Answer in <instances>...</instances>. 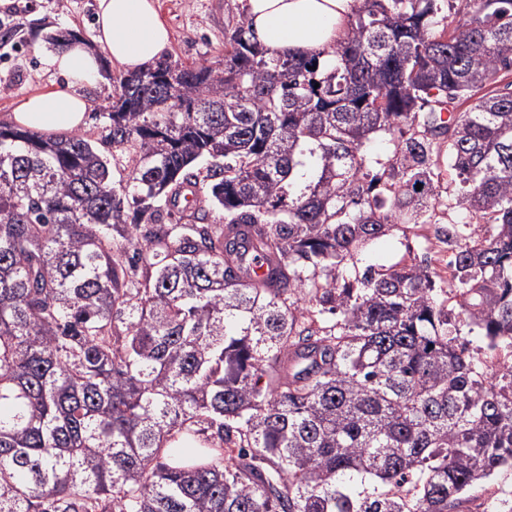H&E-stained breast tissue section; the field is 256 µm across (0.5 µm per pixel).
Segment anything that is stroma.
Segmentation results:
<instances>
[{
  "label": "stroma",
  "mask_w": 512,
  "mask_h": 512,
  "mask_svg": "<svg viewBox=\"0 0 512 512\" xmlns=\"http://www.w3.org/2000/svg\"><path fill=\"white\" fill-rule=\"evenodd\" d=\"M158 10L170 30L168 57L183 65L224 59V27L229 19L242 16L241 0H157ZM97 0H0V27L12 36L0 41V120H7L19 102L42 90L63 87L64 81L46 63L50 46L47 33L75 29L94 38ZM106 72L85 84L88 102L84 132L99 139L103 120L100 111L117 90L116 76L123 73L119 63L110 61ZM422 228L400 224L387 236L364 250V263L391 265L430 253L432 265L446 274L448 246L424 240Z\"/></svg>",
  "instance_id": "stroma-1"
}]
</instances>
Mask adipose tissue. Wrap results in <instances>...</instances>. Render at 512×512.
I'll return each mask as SVG.
<instances>
[{"label":"adipose tissue","mask_w":512,"mask_h":512,"mask_svg":"<svg viewBox=\"0 0 512 512\" xmlns=\"http://www.w3.org/2000/svg\"><path fill=\"white\" fill-rule=\"evenodd\" d=\"M359 0H245L244 15L257 43L271 52L318 55L324 68L336 63L333 49L346 34ZM95 39L125 70L155 64L169 44V31L156 0H98ZM49 65L65 88L25 98L11 119L49 135L69 133L85 123L82 86L100 72L102 61L83 42L51 51Z\"/></svg>","instance_id":"ef3b65f1"}]
</instances>
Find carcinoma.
Masks as SVG:
<instances>
[{
  "instance_id": "carcinoma-1",
  "label": "carcinoma",
  "mask_w": 512,
  "mask_h": 512,
  "mask_svg": "<svg viewBox=\"0 0 512 512\" xmlns=\"http://www.w3.org/2000/svg\"><path fill=\"white\" fill-rule=\"evenodd\" d=\"M449 2L361 0L328 72L241 17L98 143L0 122V512H460L512 469V366L453 322L512 347V0ZM398 224L448 287L360 269ZM100 145L98 144V147L111 159L114 180L123 179V182H126L130 173L128 154L119 147ZM424 230L411 224H398L387 236L370 243L364 250L362 258L365 264L391 265L401 259L417 261L424 253V247H429L432 266L442 279L448 278L446 265L448 263V244L441 243L431 236L429 243L421 237ZM460 336L459 342L467 344L470 352L476 358L486 361L489 366L498 367L503 364H512V350L508 348H501L495 352H490L486 348V343L483 336H479L477 331L471 332L470 327L464 321H460Z\"/></svg>"
}]
</instances>
